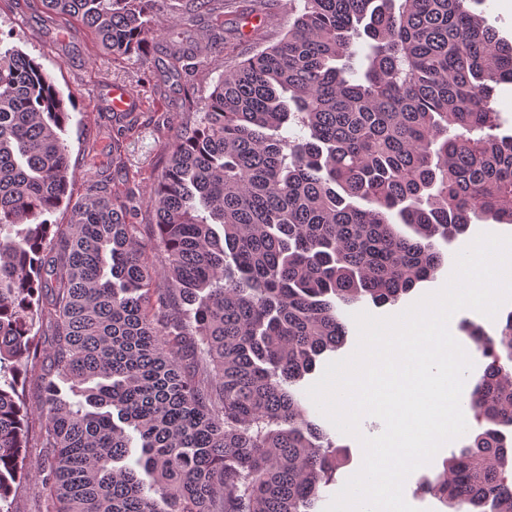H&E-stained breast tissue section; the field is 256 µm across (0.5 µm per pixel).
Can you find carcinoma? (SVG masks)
Masks as SVG:
<instances>
[{"instance_id": "carcinoma-1", "label": "carcinoma", "mask_w": 512, "mask_h": 512, "mask_svg": "<svg viewBox=\"0 0 512 512\" xmlns=\"http://www.w3.org/2000/svg\"><path fill=\"white\" fill-rule=\"evenodd\" d=\"M112 55H141L158 0H43ZM474 0H299L279 40L220 75L166 149L148 205L164 285L92 194L69 224L68 112L0 47V512L25 472L30 370L53 379L42 489L54 512H318L341 449L298 384L340 347L336 301L395 303L474 218L512 224L497 86L512 42ZM56 319L49 349L34 333ZM490 358L480 426L425 482L449 512H512V314L470 325Z\"/></svg>"}]
</instances>
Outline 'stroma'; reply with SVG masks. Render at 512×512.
<instances>
[{"mask_svg": "<svg viewBox=\"0 0 512 512\" xmlns=\"http://www.w3.org/2000/svg\"><path fill=\"white\" fill-rule=\"evenodd\" d=\"M163 36L151 40L141 57L116 58L107 54L95 35L77 18L45 8L42 0H0V43L16 48L40 63L63 96L69 97V120L64 138L69 149L73 179L69 187L70 204L60 206L46 219L51 224H67L72 219L70 205L83 199L98 185L108 193L134 196L127 220L136 227L137 239L147 243L156 270H163L164 255L154 239V214L146 199L163 167L168 143L183 133L189 118L186 95L205 101L225 68L262 50L288 28L292 15L286 0H279L268 14L251 12L250 0H228L224 10V50H210L209 21L186 13L182 0H158L155 10ZM189 32L198 52L192 70L171 60L165 42ZM125 85L139 101L131 117L113 114L104 106L101 91L105 86ZM132 125L126 142L128 158L113 161L110 149L117 129ZM512 235V224L473 220L457 241L442 244L445 261L430 278L419 282L398 302L378 304L371 299L351 306H340L343 319L366 311L379 317L398 314L423 295L441 289L451 276L455 255L479 233ZM343 447L345 461L333 480L322 486L323 502H330L346 481L361 467L363 451L354 437L335 433ZM450 448L440 449L430 464L412 472L403 488L404 498L419 512H445L443 503L422 489L425 480L436 478Z\"/></svg>", "mask_w": 512, "mask_h": 512, "instance_id": "stroma-1", "label": "stroma"}]
</instances>
